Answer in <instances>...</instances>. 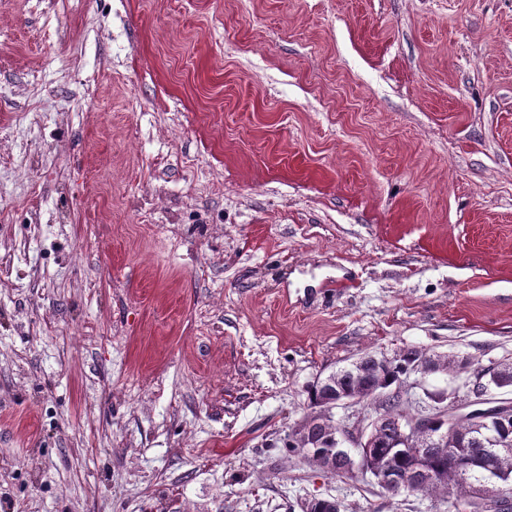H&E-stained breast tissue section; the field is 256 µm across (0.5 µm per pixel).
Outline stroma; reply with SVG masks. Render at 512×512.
Segmentation results:
<instances>
[{
  "label": "stroma",
  "instance_id": "obj_1",
  "mask_svg": "<svg viewBox=\"0 0 512 512\" xmlns=\"http://www.w3.org/2000/svg\"><path fill=\"white\" fill-rule=\"evenodd\" d=\"M409 346L512 362V0H0V512H456L282 450Z\"/></svg>",
  "mask_w": 512,
  "mask_h": 512
}]
</instances>
